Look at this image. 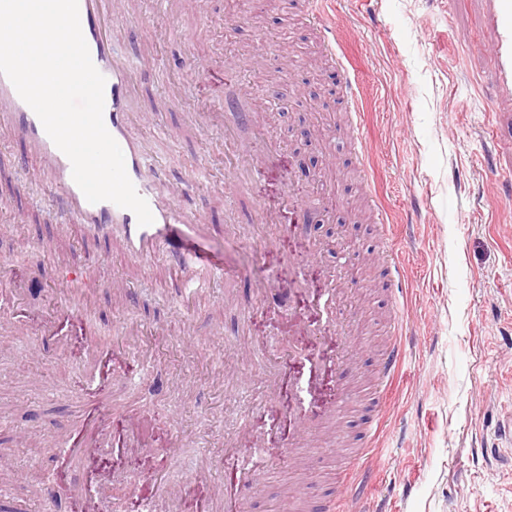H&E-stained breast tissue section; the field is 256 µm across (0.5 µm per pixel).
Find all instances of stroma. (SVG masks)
<instances>
[{
    "mask_svg": "<svg viewBox=\"0 0 512 512\" xmlns=\"http://www.w3.org/2000/svg\"><path fill=\"white\" fill-rule=\"evenodd\" d=\"M310 13V0H182L164 17L157 0H140L138 15L108 20L122 49L156 60L138 76L134 108L151 122L135 136L174 176L208 169L184 206L213 225L208 245L226 273L202 294L179 298L176 274L55 224L44 172L22 143L0 140V259L10 264L0 277V512H42L59 441L90 398L94 372L70 354L77 341L37 334L39 312L72 300L90 343L115 352L100 390L111 415L98 429L142 442L111 466L68 469L76 486L101 483V512L156 498L158 467L181 492L172 512H195L203 498L224 512L222 488L249 452L234 443L244 424L275 451L245 512H296L298 483L306 512H323L335 491L341 512H512V442L501 437L512 418V112L489 109L491 61L472 50L489 37L482 0H333L322 22ZM324 27L346 72L322 49ZM346 76L355 114L337 100ZM235 95L265 127L225 109ZM356 125L364 163L350 152ZM298 190L307 211L288 204ZM379 208L399 268L395 309L384 302ZM60 259L96 288L56 287ZM335 287L328 336L316 301ZM397 316L407 358L379 445L337 489V443L355 436ZM134 350L153 356L152 374H140ZM316 362L308 401L301 388ZM292 411L330 413L340 426L301 434Z\"/></svg>",
    "mask_w": 512,
    "mask_h": 512,
    "instance_id": "obj_1",
    "label": "stroma"
}]
</instances>
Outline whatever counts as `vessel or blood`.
<instances>
[{"label":"vessel or blood","mask_w":512,"mask_h":512,"mask_svg":"<svg viewBox=\"0 0 512 512\" xmlns=\"http://www.w3.org/2000/svg\"><path fill=\"white\" fill-rule=\"evenodd\" d=\"M80 24L95 67L106 79L103 119L109 133L123 148L126 172L137 192L148 203L154 221L139 226L136 215L109 201L89 203L72 178L67 156L47 135L40 119L22 100L13 84L0 74V136L28 143L35 155L52 173L47 185L59 223L84 225L100 237L120 235L132 260L149 261L161 257L164 263L183 275L182 292L190 296L200 287L199 272L210 276L224 273L221 257L208 252L203 225L192 221L176 200L163 198L159 186L168 182L167 167L155 159L146 145L133 139L136 114L131 107L133 78L145 64L144 57L127 55L108 34L105 19L109 13L125 11L128 0H78ZM485 23L492 32L487 43L474 44L473 49L487 53L493 65V85L499 106L512 104V0H485ZM83 313L70 306L44 316L40 333L53 338L66 328L82 323ZM402 322L391 327V340L380 360L378 377L372 390L378 398H386L394 379L405 363L401 342ZM102 417L100 408L89 411L86 425L79 433L66 438L64 453L69 460L92 465L97 453L94 430ZM379 418H372L364 429L361 448L341 455L339 469L356 470L376 446ZM265 468L253 456L237 464L233 480L224 487V512H243L247 492L256 488Z\"/></svg>","instance_id":"1"}]
</instances>
